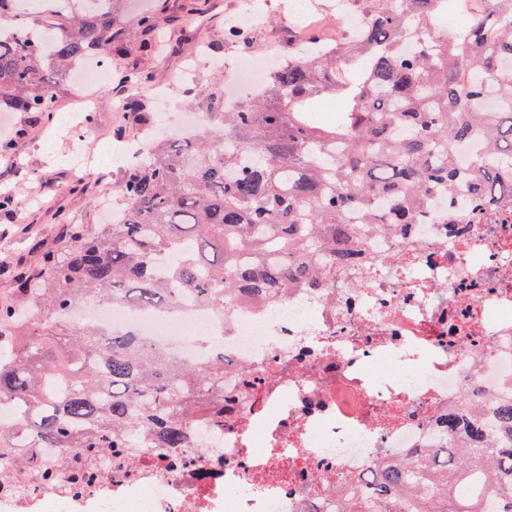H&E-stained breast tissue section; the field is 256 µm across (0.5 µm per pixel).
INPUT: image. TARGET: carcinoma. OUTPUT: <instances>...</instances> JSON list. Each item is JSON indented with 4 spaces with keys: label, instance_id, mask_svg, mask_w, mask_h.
<instances>
[{
    "label": "carcinoma",
    "instance_id": "obj_1",
    "mask_svg": "<svg viewBox=\"0 0 512 512\" xmlns=\"http://www.w3.org/2000/svg\"><path fill=\"white\" fill-rule=\"evenodd\" d=\"M0 0V110L48 124L69 67L141 38L157 49L165 4L129 17L122 0H83L24 16ZM449 0H371L364 29L335 44L288 37L264 88L224 109L222 81L196 103L206 125L161 138L125 171L110 224H68L61 247L16 277L20 317L0 301V401L26 403L16 439L0 433V466L54 448L45 469L112 449L189 447L192 396L224 394V357L174 361L135 331L66 320L80 302L161 307L192 293L224 312L243 294L274 302L330 267L355 264L360 228L420 223L430 200L489 193L512 170V0L476 15L453 40L435 30ZM224 40L250 50L247 32ZM116 84L151 81L114 69ZM327 101L336 122L314 117ZM482 156L462 175L453 150ZM428 448L381 466L342 512H512V399L468 420L454 412Z\"/></svg>",
    "mask_w": 512,
    "mask_h": 512
}]
</instances>
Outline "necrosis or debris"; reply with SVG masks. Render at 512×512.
Returning a JSON list of instances; mask_svg holds the SVG:
<instances>
[{
  "label": "necrosis or debris",
  "instance_id": "obj_1",
  "mask_svg": "<svg viewBox=\"0 0 512 512\" xmlns=\"http://www.w3.org/2000/svg\"><path fill=\"white\" fill-rule=\"evenodd\" d=\"M279 65L242 64L231 46L187 60L244 92ZM69 77L77 122L111 76L93 61ZM431 214L366 232L360 263L282 301L238 298L220 314L191 296L161 310L77 305L74 318L137 331L186 363L223 354L224 398L197 402L189 447L116 448L46 486L0 480V512H336L379 465L439 447L441 417L512 394V194L481 210L441 198ZM243 367L257 375L247 390Z\"/></svg>",
  "mask_w": 512,
  "mask_h": 512
}]
</instances>
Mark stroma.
<instances>
[{"mask_svg":"<svg viewBox=\"0 0 512 512\" xmlns=\"http://www.w3.org/2000/svg\"><path fill=\"white\" fill-rule=\"evenodd\" d=\"M232 3L169 0V11L159 29L166 50L160 54L143 52L135 39L118 56V63L144 69L153 84L163 88L183 109H193V94L204 89V82L189 75L175 82L170 75L181 70L195 42L223 39L225 17ZM288 4L289 0H270L266 14L271 22L257 55H287L288 30L293 24ZM121 102L115 89L100 90L98 107L87 126L90 138L109 139L117 148L140 137L145 122L121 111ZM4 125L12 133L16 169L0 174V181L6 182L15 196L12 213L0 215V300L11 301L15 298L14 271L21 265L36 267L45 251L57 248L60 219L71 224H98L104 209L97 199L98 184L78 181L65 162L67 155L81 146L76 134L61 132L53 143H46L45 125L31 123L21 112L7 113Z\"/></svg>","mask_w":512,"mask_h":512,"instance_id":"obj_1","label":"stroma"}]
</instances>
